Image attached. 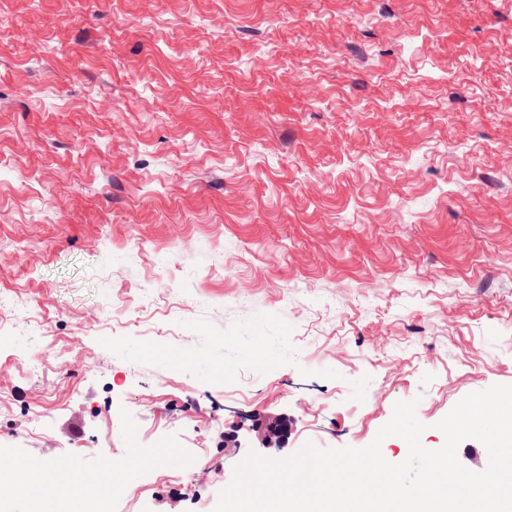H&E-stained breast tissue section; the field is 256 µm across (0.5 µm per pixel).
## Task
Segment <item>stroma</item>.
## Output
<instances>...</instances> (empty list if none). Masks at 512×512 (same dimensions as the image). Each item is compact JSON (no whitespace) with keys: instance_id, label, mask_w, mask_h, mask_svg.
Returning a JSON list of instances; mask_svg holds the SVG:
<instances>
[{"instance_id":"35a3bbf8","label":"stroma","mask_w":512,"mask_h":512,"mask_svg":"<svg viewBox=\"0 0 512 512\" xmlns=\"http://www.w3.org/2000/svg\"><path fill=\"white\" fill-rule=\"evenodd\" d=\"M510 99L512 0H0V448L74 494L138 441L109 512L400 401L442 448L512 385ZM259 437L267 448L279 445L287 434V425L277 416L267 417L259 426Z\"/></svg>"}]
</instances>
